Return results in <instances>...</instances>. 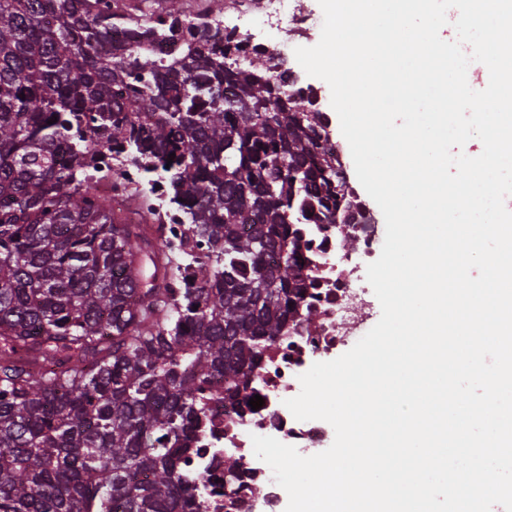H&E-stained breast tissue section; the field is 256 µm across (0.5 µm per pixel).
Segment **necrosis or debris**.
I'll return each instance as SVG.
<instances>
[{
  "label": "necrosis or debris",
  "mask_w": 512,
  "mask_h": 512,
  "mask_svg": "<svg viewBox=\"0 0 512 512\" xmlns=\"http://www.w3.org/2000/svg\"><path fill=\"white\" fill-rule=\"evenodd\" d=\"M263 19L283 32L309 30L313 16L296 0H263ZM307 293L290 322L287 336L262 354L246 395L262 396L259 409L243 404H216L197 432L205 453L191 468L204 493L203 512H276L283 493L272 471L253 452V436H271L302 455L324 447L329 428L322 420H296L286 407L298 395V377L313 363L327 360L362 331L373 308L366 268L375 261L384 239L375 224H309L304 229ZM241 465V478L224 488V461Z\"/></svg>",
  "instance_id": "1"
}]
</instances>
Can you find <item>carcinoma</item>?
I'll list each match as a JSON object with an SVG mask.
<instances>
[{"mask_svg":"<svg viewBox=\"0 0 512 512\" xmlns=\"http://www.w3.org/2000/svg\"><path fill=\"white\" fill-rule=\"evenodd\" d=\"M177 3L137 35L159 58L113 44L121 0H0V512H200L212 385L246 392L302 225L356 195L298 77ZM138 184L156 224L112 208Z\"/></svg>","mask_w":512,"mask_h":512,"instance_id":"cac0c4a2","label":"carcinoma"}]
</instances>
